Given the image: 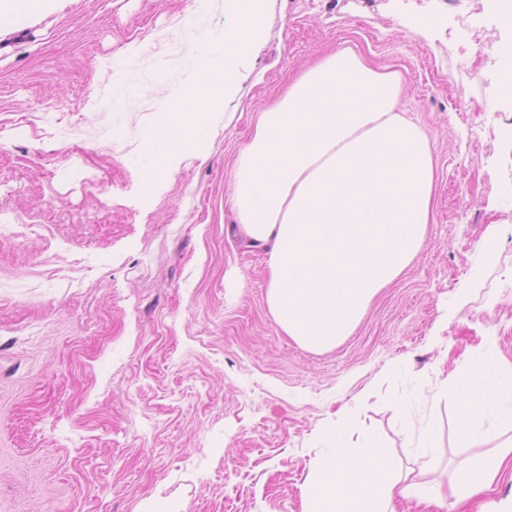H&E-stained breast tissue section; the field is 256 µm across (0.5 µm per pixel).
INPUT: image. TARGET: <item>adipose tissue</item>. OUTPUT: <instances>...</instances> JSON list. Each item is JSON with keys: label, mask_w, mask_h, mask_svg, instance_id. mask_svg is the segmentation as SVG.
Here are the masks:
<instances>
[{"label": "adipose tissue", "mask_w": 512, "mask_h": 512, "mask_svg": "<svg viewBox=\"0 0 512 512\" xmlns=\"http://www.w3.org/2000/svg\"><path fill=\"white\" fill-rule=\"evenodd\" d=\"M399 73L379 71L345 48L305 70L258 113L233 171L232 209L241 238L266 249V303L276 323L308 348L349 336L381 288L419 253L435 186L424 130L398 110ZM463 442L491 439L492 419L512 423V366L477 355L463 384H448ZM307 482L305 512H392L395 497L421 512L441 505L413 470L344 421ZM512 467V440L479 456L453 481L458 498L490 488Z\"/></svg>", "instance_id": "ef3b65f1"}]
</instances>
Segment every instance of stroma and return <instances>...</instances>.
Returning <instances> with one entry per match:
<instances>
[{
    "instance_id": "35a3bbf8",
    "label": "stroma",
    "mask_w": 512,
    "mask_h": 512,
    "mask_svg": "<svg viewBox=\"0 0 512 512\" xmlns=\"http://www.w3.org/2000/svg\"><path fill=\"white\" fill-rule=\"evenodd\" d=\"M193 6L48 0L0 26V512H304L341 417L439 485L447 512L512 495L507 472L458 502L453 476L488 446H463L433 397L480 350L512 364V98L494 54L512 31L498 0H276L236 119L148 202L130 160L193 81ZM421 14L441 20L434 37L402 27ZM346 47L404 78L399 108L429 138L435 191L419 255L316 352L277 325L267 255L235 235L233 165L256 113ZM120 56L137 94L114 112Z\"/></svg>"
}]
</instances>
